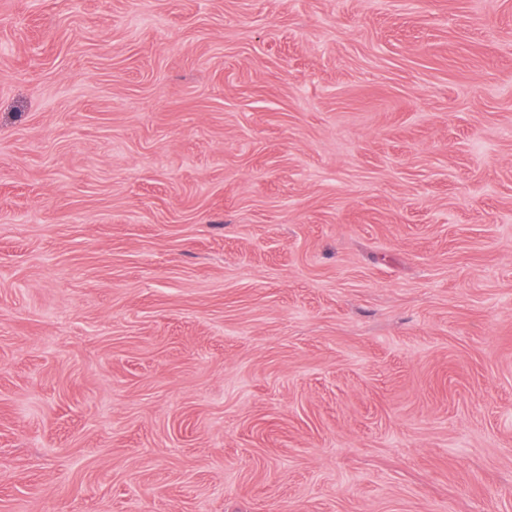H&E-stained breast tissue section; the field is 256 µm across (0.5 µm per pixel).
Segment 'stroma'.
<instances>
[{"label": "stroma", "mask_w": 512, "mask_h": 512, "mask_svg": "<svg viewBox=\"0 0 512 512\" xmlns=\"http://www.w3.org/2000/svg\"><path fill=\"white\" fill-rule=\"evenodd\" d=\"M0 512H512V0H0Z\"/></svg>", "instance_id": "stroma-1"}]
</instances>
